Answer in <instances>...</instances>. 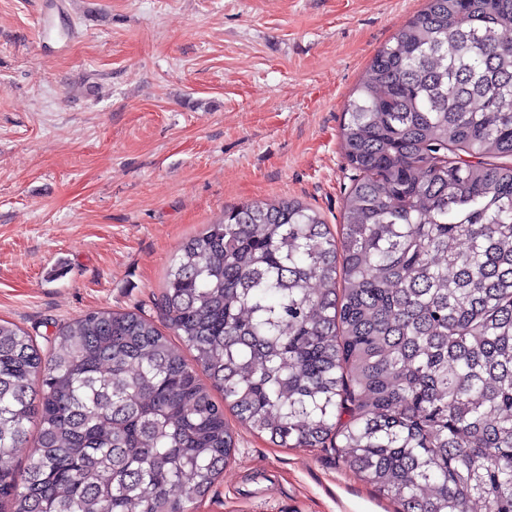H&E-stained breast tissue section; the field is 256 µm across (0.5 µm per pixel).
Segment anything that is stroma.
Returning a JSON list of instances; mask_svg holds the SVG:
<instances>
[{
	"label": "stroma",
	"instance_id": "35a3bbf8",
	"mask_svg": "<svg viewBox=\"0 0 512 512\" xmlns=\"http://www.w3.org/2000/svg\"><path fill=\"white\" fill-rule=\"evenodd\" d=\"M425 0H0V319L49 351L90 311L159 318L188 238L247 202L341 222L347 102ZM225 418L194 512H397L330 448Z\"/></svg>",
	"mask_w": 512,
	"mask_h": 512
}]
</instances>
